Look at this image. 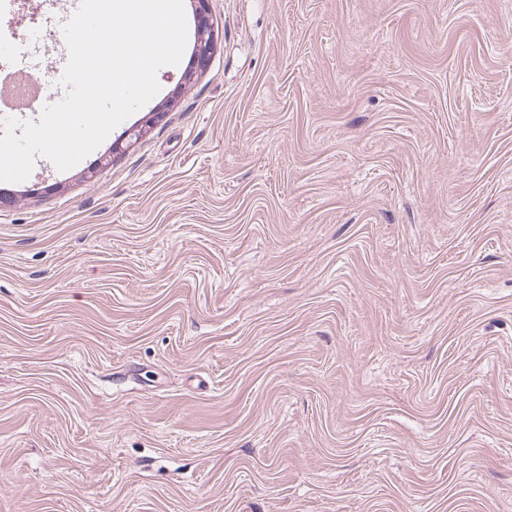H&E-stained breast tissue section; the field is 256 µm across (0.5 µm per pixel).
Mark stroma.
I'll return each instance as SVG.
<instances>
[{
  "instance_id": "35a3bbf8",
  "label": "stroma",
  "mask_w": 512,
  "mask_h": 512,
  "mask_svg": "<svg viewBox=\"0 0 512 512\" xmlns=\"http://www.w3.org/2000/svg\"><path fill=\"white\" fill-rule=\"evenodd\" d=\"M209 7L0 182V512H512V0ZM196 3L198 26L196 31L197 67L203 68L208 60L212 44V26L209 20V0H192Z\"/></svg>"
}]
</instances>
